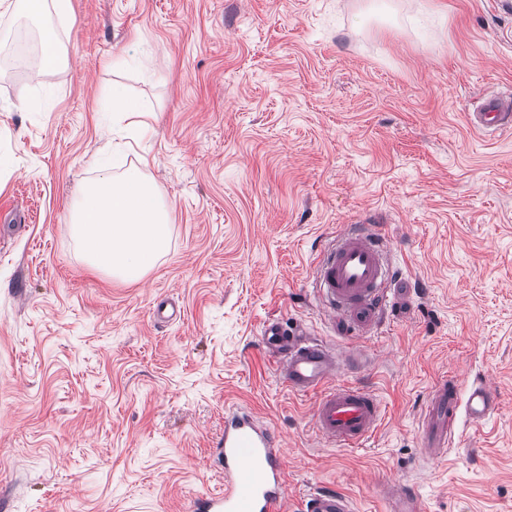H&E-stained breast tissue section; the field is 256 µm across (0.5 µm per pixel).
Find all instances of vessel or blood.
<instances>
[{
	"label": "vessel or blood",
	"mask_w": 512,
	"mask_h": 512,
	"mask_svg": "<svg viewBox=\"0 0 512 512\" xmlns=\"http://www.w3.org/2000/svg\"><path fill=\"white\" fill-rule=\"evenodd\" d=\"M470 122L482 131L512 125V103L490 98L471 113ZM390 251L387 237L370 228L340 234L320 252L312 278L330 324L355 336L378 328L384 311L396 302L402 281ZM261 337L290 391L319 392L312 413L318 437L351 447L372 437L383 415L380 399L365 386L337 381L356 353L341 355L306 330L289 331L274 319L265 321ZM498 408L496 393L484 384L466 386L454 375L437 380L421 412L425 450L434 453L450 447L458 422L486 420ZM218 459L224 471L223 490L193 499L190 512H283L288 496L285 455L282 439L270 425L248 412H226ZM388 500L392 512H419L417 491L409 483L390 486ZM303 509L353 512L349 497L334 489L309 495Z\"/></svg>",
	"instance_id": "1"
}]
</instances>
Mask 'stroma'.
<instances>
[{
    "instance_id": "1",
    "label": "stroma",
    "mask_w": 512,
    "mask_h": 512,
    "mask_svg": "<svg viewBox=\"0 0 512 512\" xmlns=\"http://www.w3.org/2000/svg\"><path fill=\"white\" fill-rule=\"evenodd\" d=\"M67 63L36 85L5 52L0 15V512H186L224 486V411L284 439L297 512L320 488L388 512L397 480L422 512H512V128L470 112L512 93L501 0H71ZM151 131L109 155L172 208L169 247L135 282L84 259L69 223L90 157L120 142L112 89ZM39 102L14 104L20 92ZM370 225L409 276L377 335L325 321L319 244ZM181 316L155 322L161 299ZM339 350L384 415L357 448L319 439L316 394L282 383L270 318ZM498 393L448 455L425 458L430 385Z\"/></svg>"
}]
</instances>
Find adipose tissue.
Returning a JSON list of instances; mask_svg holds the SVG:
<instances>
[{
    "mask_svg": "<svg viewBox=\"0 0 512 512\" xmlns=\"http://www.w3.org/2000/svg\"><path fill=\"white\" fill-rule=\"evenodd\" d=\"M71 222L90 265L125 281L142 279L168 250L170 208L135 168L119 177L100 168L83 186Z\"/></svg>",
    "mask_w": 512,
    "mask_h": 512,
    "instance_id": "1",
    "label": "adipose tissue"
}]
</instances>
